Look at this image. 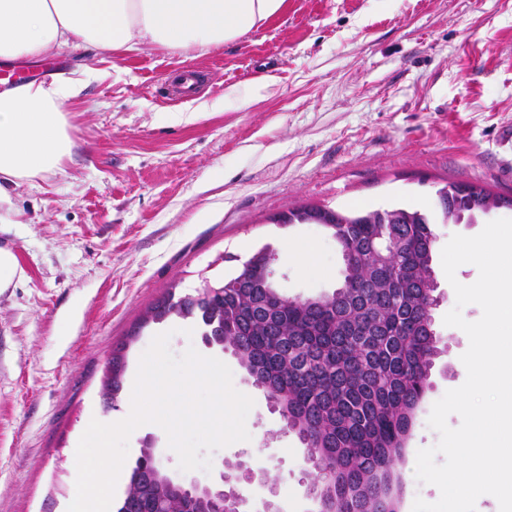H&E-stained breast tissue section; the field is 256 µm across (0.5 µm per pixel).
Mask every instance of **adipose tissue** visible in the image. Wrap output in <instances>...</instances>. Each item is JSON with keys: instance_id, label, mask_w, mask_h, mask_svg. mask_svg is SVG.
I'll use <instances>...</instances> for the list:
<instances>
[{"instance_id": "ef3b65f1", "label": "adipose tissue", "mask_w": 512, "mask_h": 512, "mask_svg": "<svg viewBox=\"0 0 512 512\" xmlns=\"http://www.w3.org/2000/svg\"><path fill=\"white\" fill-rule=\"evenodd\" d=\"M284 0H0V60L36 59L78 39L114 52L141 44L204 52L278 14ZM63 77L0 92V206L16 187L38 186L71 158Z\"/></svg>"}]
</instances>
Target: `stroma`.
<instances>
[{
  "instance_id": "35a3bbf8",
  "label": "stroma",
  "mask_w": 512,
  "mask_h": 512,
  "mask_svg": "<svg viewBox=\"0 0 512 512\" xmlns=\"http://www.w3.org/2000/svg\"><path fill=\"white\" fill-rule=\"evenodd\" d=\"M49 56L80 84L67 114L76 148L40 188L17 189L21 221L0 232L24 272L0 293V512H63L82 434L93 417L124 419L139 359L166 331L172 353L192 347L229 366L254 401L251 438L211 452L210 471L184 472L164 430L145 424L129 437L125 471L147 445L176 481L208 483L225 462L245 463L277 480L282 512H317L300 440L237 357L206 346L196 322L144 317L266 245L282 294L332 293L344 268L332 235L274 221L302 206L406 205L431 218L440 248L512 218L499 208L445 224L435 208L450 182L512 197V0H286L261 28L205 53L112 54L73 40ZM186 66L209 83L179 99L166 83ZM299 241L313 243L317 271L302 268ZM433 269L442 352L392 469L399 512L438 500L416 478V455L438 441L433 404L467 376L468 337L443 322L455 292L441 262ZM118 348L122 388L109 405L103 379Z\"/></svg>"
}]
</instances>
